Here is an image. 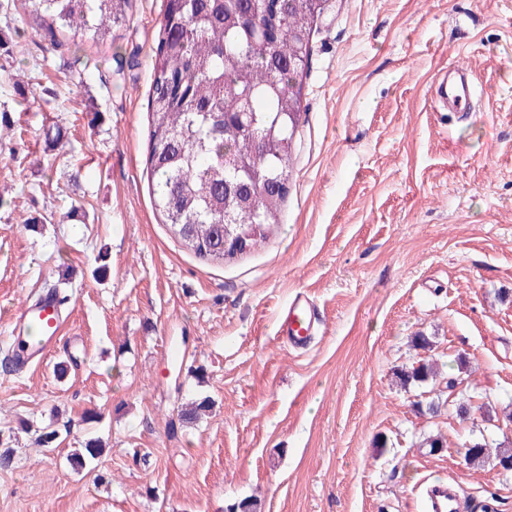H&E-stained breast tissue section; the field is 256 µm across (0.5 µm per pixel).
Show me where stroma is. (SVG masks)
I'll list each match as a JSON object with an SVG mask.
<instances>
[{
    "label": "stroma",
    "instance_id": "obj_1",
    "mask_svg": "<svg viewBox=\"0 0 512 512\" xmlns=\"http://www.w3.org/2000/svg\"><path fill=\"white\" fill-rule=\"evenodd\" d=\"M164 5L131 0L102 44L69 37L88 69L33 48L0 80V446L15 451L0 512H226L248 497L261 512H427L435 479L512 512V472L460 457L479 435L512 436V0H328L281 224L222 266L151 204ZM457 64L475 74L468 112L433 102ZM55 282L61 337L13 366L14 318ZM298 291L323 320L301 352L277 334ZM420 332L431 351L412 347ZM428 355L493 415H419L444 384L404 389L394 372ZM205 397L209 414L182 423ZM437 433L444 448L422 449ZM91 437L105 452L75 473Z\"/></svg>",
    "mask_w": 512,
    "mask_h": 512
}]
</instances>
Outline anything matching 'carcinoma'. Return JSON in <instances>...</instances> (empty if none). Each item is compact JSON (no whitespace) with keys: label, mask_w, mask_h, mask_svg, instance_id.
<instances>
[{"label":"carcinoma","mask_w":512,"mask_h":512,"mask_svg":"<svg viewBox=\"0 0 512 512\" xmlns=\"http://www.w3.org/2000/svg\"><path fill=\"white\" fill-rule=\"evenodd\" d=\"M26 23L42 50L63 47L68 33L99 43L122 26L131 0H23ZM324 7L316 0H166L152 56L150 149L147 169L156 178L154 207L171 234L199 258L224 265V213L262 228L245 240L248 250L280 224L291 179L294 137L301 114V82L310 40ZM422 360L396 373L400 386L437 381ZM473 400L448 378V398L414 402L435 416L454 409L464 418ZM203 398L182 413L187 424L210 410ZM104 453L92 439L70 454L75 470ZM467 466L512 461V439L486 437L461 449Z\"/></svg>","instance_id":"cac0c4a2"}]
</instances>
